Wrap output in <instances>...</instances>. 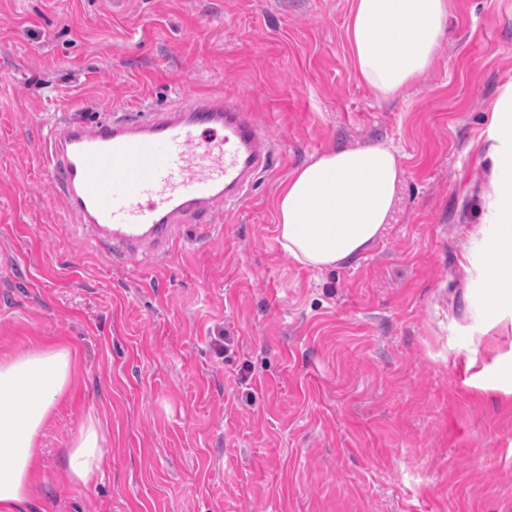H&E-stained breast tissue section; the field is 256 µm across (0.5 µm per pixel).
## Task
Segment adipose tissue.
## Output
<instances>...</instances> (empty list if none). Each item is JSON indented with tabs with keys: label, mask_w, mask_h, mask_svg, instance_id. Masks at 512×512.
<instances>
[{
	"label": "adipose tissue",
	"mask_w": 512,
	"mask_h": 512,
	"mask_svg": "<svg viewBox=\"0 0 512 512\" xmlns=\"http://www.w3.org/2000/svg\"><path fill=\"white\" fill-rule=\"evenodd\" d=\"M450 0H352L345 36L360 83L375 97L401 96L443 47ZM501 144L493 156L498 232L481 247L490 261L485 298L491 315L512 312V83L490 114ZM403 156L386 143L341 148L297 167L276 200L283 250L298 264L335 268L368 251L393 217ZM78 361L71 346H34L0 357V512H26L33 496L36 449ZM107 430L96 412L78 426L66 454L75 486L106 464Z\"/></svg>",
	"instance_id": "adipose-tissue-1"
}]
</instances>
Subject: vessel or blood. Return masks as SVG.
<instances>
[{"label": "vessel or blood", "instance_id": "obj_1", "mask_svg": "<svg viewBox=\"0 0 512 512\" xmlns=\"http://www.w3.org/2000/svg\"><path fill=\"white\" fill-rule=\"evenodd\" d=\"M263 134L241 100L195 94L136 118L50 125L43 163L84 242L116 261L167 256L185 226L207 238L214 209L236 207L269 169Z\"/></svg>", "mask_w": 512, "mask_h": 512}]
</instances>
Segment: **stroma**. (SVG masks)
<instances>
[{
	"label": "stroma",
	"mask_w": 512,
	"mask_h": 512,
	"mask_svg": "<svg viewBox=\"0 0 512 512\" xmlns=\"http://www.w3.org/2000/svg\"><path fill=\"white\" fill-rule=\"evenodd\" d=\"M351 5L0 0V355L79 354L29 512H512V319L482 309L479 247L497 229L489 120L512 82V0H451L432 67L389 101L353 75ZM199 90L258 114L273 170L165 259L86 247L43 170L47 122ZM376 142L403 154L391 224L347 264H297L281 184ZM92 409L107 463L77 491L64 459Z\"/></svg>",
	"instance_id": "obj_1"
}]
</instances>
